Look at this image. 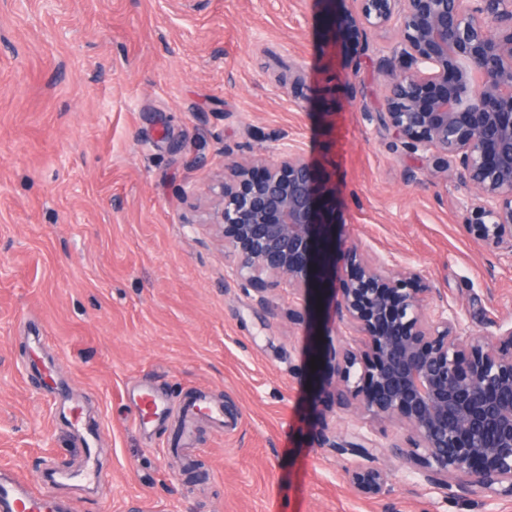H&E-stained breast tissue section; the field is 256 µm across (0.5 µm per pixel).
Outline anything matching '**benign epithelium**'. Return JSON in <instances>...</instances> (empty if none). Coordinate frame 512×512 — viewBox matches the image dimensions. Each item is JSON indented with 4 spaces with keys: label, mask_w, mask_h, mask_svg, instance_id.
<instances>
[{
    "label": "benign epithelium",
    "mask_w": 512,
    "mask_h": 512,
    "mask_svg": "<svg viewBox=\"0 0 512 512\" xmlns=\"http://www.w3.org/2000/svg\"><path fill=\"white\" fill-rule=\"evenodd\" d=\"M321 2L328 34H344L353 57L368 32L395 31L402 65L385 73L379 120L461 191L465 232L512 259V0ZM211 192L228 272L262 294L305 287L312 386L331 381L340 408L404 428L390 453L431 487L454 478L492 501L512 497V323L465 336L448 308L430 309L419 273L364 257L336 214L333 166L290 143L252 160L224 153ZM325 308L364 349L322 346ZM344 449L365 460L348 471L356 493L389 491L372 439L357 433Z\"/></svg>",
    "instance_id": "7a95c632"
}]
</instances>
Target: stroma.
<instances>
[{"label": "stroma", "instance_id": "stroma-1", "mask_svg": "<svg viewBox=\"0 0 512 512\" xmlns=\"http://www.w3.org/2000/svg\"><path fill=\"white\" fill-rule=\"evenodd\" d=\"M391 30L355 65L327 42L318 0H0V468L72 512H512L479 490L433 489L387 455L390 493L364 499L324 449L354 428L386 447L397 424L314 402L299 299L224 273V246L187 225L195 191L281 138L336 167V201L364 249L418 268L466 332L512 321V260L462 228L461 195L375 114L398 67ZM53 372L55 388L43 378ZM170 402L153 434L127 387ZM223 404L176 450L179 406ZM93 408L90 440L60 401Z\"/></svg>", "mask_w": 512, "mask_h": 512}]
</instances>
